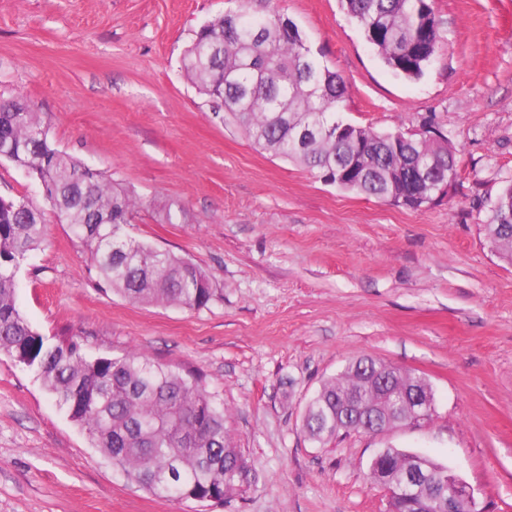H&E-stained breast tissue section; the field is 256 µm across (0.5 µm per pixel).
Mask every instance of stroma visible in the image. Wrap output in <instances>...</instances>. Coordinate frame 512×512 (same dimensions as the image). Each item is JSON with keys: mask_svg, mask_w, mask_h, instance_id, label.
<instances>
[{"mask_svg": "<svg viewBox=\"0 0 512 512\" xmlns=\"http://www.w3.org/2000/svg\"><path fill=\"white\" fill-rule=\"evenodd\" d=\"M240 6L0 0V100L26 101L56 148L141 199L129 239L190 260L222 292L197 311L103 291L52 216L16 273L20 310L90 355L135 350L204 374L247 464L230 506L206 512H387L369 476L386 447L429 456L487 512H512V262L485 229L512 182V0H434L442 48L415 79L385 65L341 0H275L344 78L343 121L447 139L458 176L420 211L326 183L212 112L182 56ZM0 197L44 201L36 176L4 159ZM363 355L423 375L434 414L312 443L310 399ZM197 508L131 484L0 352V512Z\"/></svg>", "mask_w": 512, "mask_h": 512, "instance_id": "1", "label": "stroma"}]
</instances>
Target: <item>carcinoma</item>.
Returning a JSON list of instances; mask_svg holds the SVG:
<instances>
[{
    "mask_svg": "<svg viewBox=\"0 0 512 512\" xmlns=\"http://www.w3.org/2000/svg\"><path fill=\"white\" fill-rule=\"evenodd\" d=\"M365 38L394 72L416 78L441 47L433 0H343ZM183 69L209 101L251 143L294 161L341 189L417 209L431 199L418 176L421 161L440 179L457 177L448 141L419 143L336 119L346 94L342 77L321 64L298 26L275 11L248 5L200 27L184 52ZM0 159L56 187L47 200L90 256L105 291L139 304L200 310L223 297L193 263L144 242L123 227L140 201L103 174L54 148L36 112L21 100L0 101ZM45 212L26 199L0 198V352L38 375L67 417L127 479L157 497L224 505L245 475V463L224 425V404L201 375L180 372L131 351L90 356L75 335L44 336L16 304V271L44 236ZM488 230L512 260V183L498 195ZM390 370L402 386L423 380L372 357L351 360L311 399L305 433L329 441L355 429L361 414L380 408L383 393L363 381ZM414 455L389 448L372 464L371 479L402 470ZM424 496L444 492L448 468L428 460ZM390 512H425L421 499L394 495Z\"/></svg>",
    "mask_w": 512,
    "mask_h": 512,
    "instance_id": "1",
    "label": "carcinoma"
}]
</instances>
